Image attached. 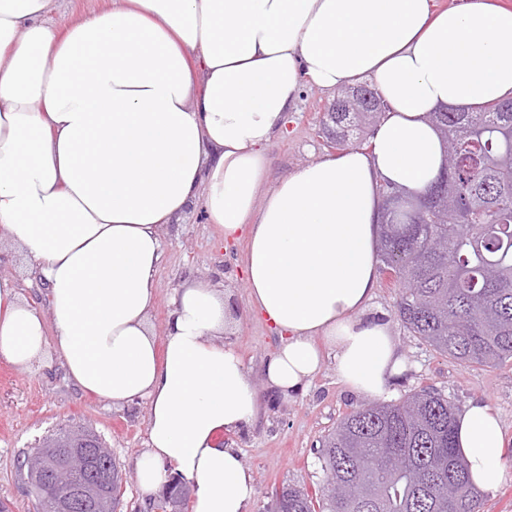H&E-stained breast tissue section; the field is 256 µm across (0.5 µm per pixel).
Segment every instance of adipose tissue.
Instances as JSON below:
<instances>
[{"label": "adipose tissue", "instance_id": "1", "mask_svg": "<svg viewBox=\"0 0 512 512\" xmlns=\"http://www.w3.org/2000/svg\"><path fill=\"white\" fill-rule=\"evenodd\" d=\"M49 23L57 0H0V239L46 290L39 312L0 277V357L27 368L53 348L85 394L146 402L135 469L144 499L168 474L190 512H249L255 480L217 432L252 430L261 403L224 337L221 290L190 279L164 336L150 321L163 231L191 207L225 242L246 237L252 309L278 333L267 390L304 393L327 356L354 394L391 393L406 368L372 315L380 186L420 194L443 162L429 119L512 98V8L465 0H111ZM372 81L389 106L368 148H347L268 183L267 145L304 82ZM473 486L504 475L506 441L486 402L459 414Z\"/></svg>", "mask_w": 512, "mask_h": 512}]
</instances>
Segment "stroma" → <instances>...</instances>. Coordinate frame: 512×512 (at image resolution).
I'll list each match as a JSON object with an SVG mask.
<instances>
[{
	"label": "stroma",
	"mask_w": 512,
	"mask_h": 512,
	"mask_svg": "<svg viewBox=\"0 0 512 512\" xmlns=\"http://www.w3.org/2000/svg\"><path fill=\"white\" fill-rule=\"evenodd\" d=\"M332 99L313 84L287 118V131L266 148L269 176L279 179L296 167L327 156L320 122ZM164 263L158 275V296L152 314L157 336H164L170 299L187 279H202L229 290L238 326L229 341L242 357L255 385H262L261 364L278 342L270 324L251 309L236 261L245 242L225 245L196 206L164 233ZM0 271L16 280L20 293L38 310H45L43 291L28 282L24 255L9 243L0 244ZM394 334L408 360V369L394 383L396 397L425 386L436 388L458 406L481 399L497 412L507 440L505 475L482 495L483 512H512V360L497 367L460 363L435 352L393 323ZM263 413L247 435L218 434V441L240 448L255 479L250 512H269L275 489L292 484L317 493L324 481L316 450L321 438L362 402L336 375L334 358H327L309 389L285 402L262 395ZM148 406L112 407L108 400L83 394L67 376L53 350L21 370L0 359V501L12 512H35L36 501L24 481V455L47 433L82 425L100 434L110 446L125 477L119 512H147L140 497L135 462L147 446Z\"/></svg>",
	"instance_id": "1"
}]
</instances>
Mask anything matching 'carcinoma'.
<instances>
[{
  "label": "carcinoma",
  "instance_id": "cac0c4a2",
  "mask_svg": "<svg viewBox=\"0 0 512 512\" xmlns=\"http://www.w3.org/2000/svg\"><path fill=\"white\" fill-rule=\"evenodd\" d=\"M343 111L325 113L336 148L363 140L383 115L342 87ZM446 159L426 196L398 197L381 225V267L395 268L404 331L452 360L495 367L512 359V100L476 112L432 115ZM459 407L432 387L366 402L321 440L328 480H357L372 496L294 486L271 512H480L454 444Z\"/></svg>",
  "mask_w": 512,
  "mask_h": 512
}]
</instances>
